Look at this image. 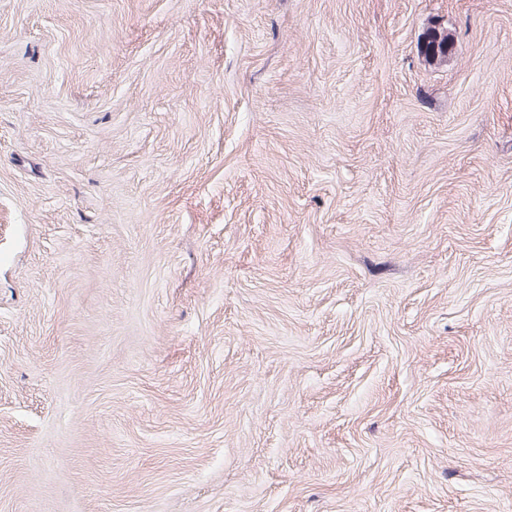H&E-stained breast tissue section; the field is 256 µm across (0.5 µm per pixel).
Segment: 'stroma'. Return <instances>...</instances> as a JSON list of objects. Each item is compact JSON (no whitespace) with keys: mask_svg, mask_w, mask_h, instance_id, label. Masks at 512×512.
I'll list each match as a JSON object with an SVG mask.
<instances>
[{"mask_svg":"<svg viewBox=\"0 0 512 512\" xmlns=\"http://www.w3.org/2000/svg\"><path fill=\"white\" fill-rule=\"evenodd\" d=\"M0 512H512V0H0ZM454 50L453 37L446 31L430 27L418 42V52L430 64L439 63L452 55Z\"/></svg>","mask_w":512,"mask_h":512,"instance_id":"1","label":"stroma"}]
</instances>
